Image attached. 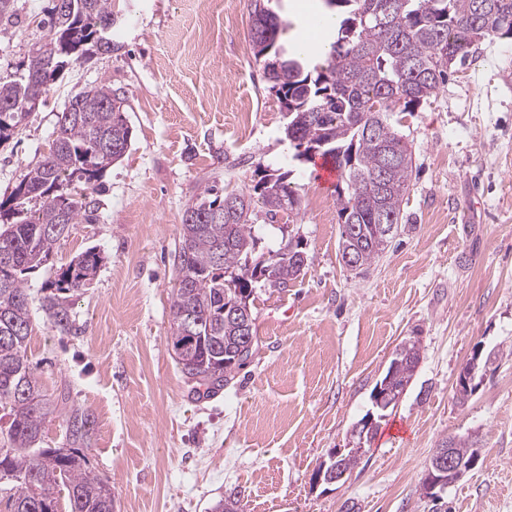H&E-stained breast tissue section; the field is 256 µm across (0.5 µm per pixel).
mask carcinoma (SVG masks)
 <instances>
[{
    "label": "carcinoma",
    "instance_id": "carcinoma-1",
    "mask_svg": "<svg viewBox=\"0 0 512 512\" xmlns=\"http://www.w3.org/2000/svg\"><path fill=\"white\" fill-rule=\"evenodd\" d=\"M342 17L322 63L309 67L276 47L279 16L255 0L250 38L255 61L288 112L285 135L293 159H331L339 171L336 208L341 259L369 267L401 231V212L413 172V155L395 129V112H413L448 81L454 67L478 43L512 37V0H325ZM74 9L51 12L49 33L22 72L0 78V145L45 101L57 76L79 56L105 40L117 14L112 0H71ZM126 99L103 80L69 100L60 113L49 151L24 168L9 197L0 200V409L8 417L0 430L10 448L0 453V480L17 486L9 512H56L65 490L70 512H112V486L88 466L83 452L94 420L69 404L67 393H43L27 358L31 335L28 275L48 262L75 224L98 220L100 179L133 137ZM293 171L263 170L248 190L218 194L206 185L185 208L173 266L171 292L175 360L210 391L224 387L252 355L241 353L242 325L224 309L247 301L257 284L283 289L304 271L301 240L281 239L268 259L253 262L261 242L250 224L252 206L266 215H299ZM103 261L90 248L60 266L46 284L53 293L43 308L62 331L70 329L68 297L95 278ZM422 360V342L401 344L396 383L410 386ZM62 418L69 452L38 447L47 420ZM452 444L466 462L477 443L459 436Z\"/></svg>",
    "mask_w": 512,
    "mask_h": 512
}]
</instances>
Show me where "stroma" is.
<instances>
[{
    "label": "stroma",
    "mask_w": 512,
    "mask_h": 512,
    "mask_svg": "<svg viewBox=\"0 0 512 512\" xmlns=\"http://www.w3.org/2000/svg\"><path fill=\"white\" fill-rule=\"evenodd\" d=\"M269 0L293 50L323 0ZM112 51L63 71L44 104L0 147V199L49 150L57 117L108 81L134 135L103 175L100 217L74 225L29 278L28 360L49 395L68 390L94 418L86 455L112 483L114 512H432L426 464L447 437L477 432L481 460L443 497L446 512H512V39L480 45L437 95L392 116L412 146L404 231L368 268L339 253L336 190L292 166L288 114L256 63L254 0H112ZM54 0H14L0 26V77L47 34ZM293 168L300 213L286 229L255 206L264 248L301 238L307 266L286 289L255 290L253 353L227 386L197 391L169 344L173 252L199 186L239 191L257 171ZM97 248L101 268L70 299V330L42 309L60 265ZM422 340L397 408L342 483L309 478L350 431L392 351ZM507 356L465 405L455 400L476 350Z\"/></svg>",
    "instance_id": "35a3bbf8"
}]
</instances>
